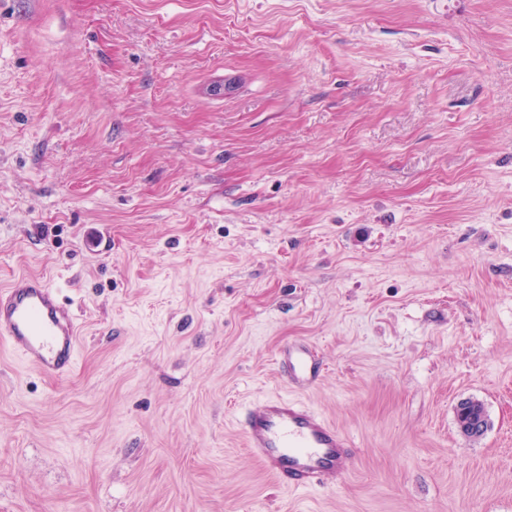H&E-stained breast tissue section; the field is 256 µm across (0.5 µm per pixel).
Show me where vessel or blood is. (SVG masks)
I'll use <instances>...</instances> for the list:
<instances>
[{
  "label": "vessel or blood",
  "mask_w": 512,
  "mask_h": 512,
  "mask_svg": "<svg viewBox=\"0 0 512 512\" xmlns=\"http://www.w3.org/2000/svg\"><path fill=\"white\" fill-rule=\"evenodd\" d=\"M81 339L70 304L45 277L21 273L0 288V344L39 374L72 372ZM280 364L296 385L311 383L320 369L303 349H285ZM240 426L250 454L283 487L313 489L347 472L348 438L299 401L264 399L244 410Z\"/></svg>",
  "instance_id": "b4317fda"
}]
</instances>
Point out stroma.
Instances as JSON below:
<instances>
[{"label": "stroma", "instance_id": "1", "mask_svg": "<svg viewBox=\"0 0 512 512\" xmlns=\"http://www.w3.org/2000/svg\"><path fill=\"white\" fill-rule=\"evenodd\" d=\"M22 272L83 335L61 380L0 351V512H512V0H0ZM268 397L341 480L266 474ZM280 364L289 380L296 385H306L318 377L320 365L311 352L304 349H285ZM245 446L288 489L322 487L347 472L348 438L307 405L270 397L244 410ZM456 421L459 430L461 431L460 427L464 426V430H468V433H462L473 440L482 437L489 426L484 404L474 399H466L457 405ZM481 425L483 426L481 427Z\"/></svg>", "mask_w": 512, "mask_h": 512}]
</instances>
